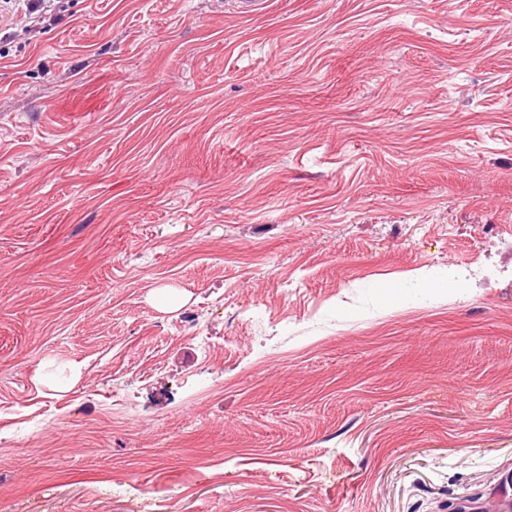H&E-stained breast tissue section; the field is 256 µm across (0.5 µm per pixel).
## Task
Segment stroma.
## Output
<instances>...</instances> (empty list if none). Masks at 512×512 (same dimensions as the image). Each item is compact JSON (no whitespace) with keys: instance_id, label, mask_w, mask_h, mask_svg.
<instances>
[{"instance_id":"35a3bbf8","label":"stroma","mask_w":512,"mask_h":512,"mask_svg":"<svg viewBox=\"0 0 512 512\" xmlns=\"http://www.w3.org/2000/svg\"><path fill=\"white\" fill-rule=\"evenodd\" d=\"M73 10L0 44V512H512V0Z\"/></svg>"}]
</instances>
